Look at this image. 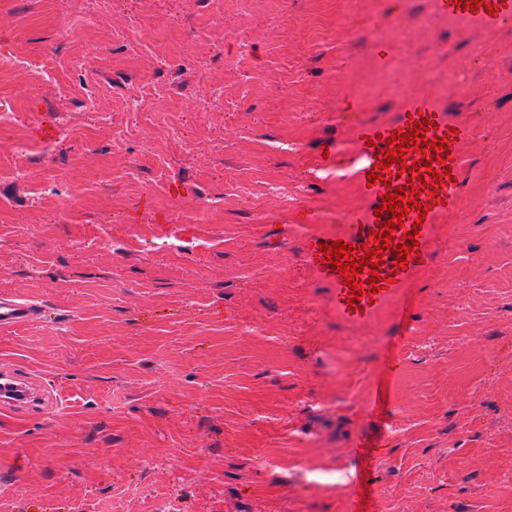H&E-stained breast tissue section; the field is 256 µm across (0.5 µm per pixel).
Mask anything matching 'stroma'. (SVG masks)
Returning <instances> with one entry per match:
<instances>
[{"instance_id": "stroma-1", "label": "stroma", "mask_w": 512, "mask_h": 512, "mask_svg": "<svg viewBox=\"0 0 512 512\" xmlns=\"http://www.w3.org/2000/svg\"><path fill=\"white\" fill-rule=\"evenodd\" d=\"M11 57L39 72L0 71V295L48 315L0 329V370L52 401L0 409V512H512V28L431 0H0ZM409 93L472 127L459 207L349 325L300 257L359 203L320 157ZM136 231L188 250L113 248Z\"/></svg>"}]
</instances>
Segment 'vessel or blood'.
<instances>
[{
  "instance_id": "obj_1",
  "label": "vessel or blood",
  "mask_w": 512,
  "mask_h": 512,
  "mask_svg": "<svg viewBox=\"0 0 512 512\" xmlns=\"http://www.w3.org/2000/svg\"><path fill=\"white\" fill-rule=\"evenodd\" d=\"M484 5L477 11L463 10L450 4L449 0H433L438 14L465 20L470 27L480 32H493L503 28L512 27V0H483ZM496 5V12H489V5ZM422 113L424 119L436 122L435 136L445 137L447 132H454L455 141L449 151L450 157L446 160V167L450 168L451 175L442 179L439 195V206H431L428 195H420L422 204L428 205L426 216H419L416 210H409L403 223L405 228L414 227L415 222H422V229H417L416 239L419 243L418 255L410 256L408 268L404 271L395 270L393 263L396 259L394 252L384 255L381 276L387 277L388 282L384 289L377 294L364 295L361 301L362 308L357 312H349L347 299L349 288L344 285L341 276L336 270L325 267L324 254L321 244H328L334 240H343L344 243L356 245L367 242L373 229L379 228L380 219L375 214L379 207V198L387 194L389 187L406 186V174L398 172L396 166H389L390 176L387 184L368 185L367 175L373 172L377 162V146L373 141L382 137L391 138L394 130L405 128L409 117L414 113ZM471 134L468 123L449 119L448 110L438 101L427 97L405 98L395 117L386 122L363 121L356 125L351 146L350 167L353 181L361 199L360 206L352 209L345 217L343 224L326 235L320 236L308 233L304 238L301 259L311 267L315 277L329 289V306L345 322L352 325H364L372 320L374 315L391 299L399 296L407 284L422 270L424 263L434 259L435 230L442 220L453 214L459 205V185L461 175V148ZM415 228V227H414ZM42 316L39 305L17 296L0 297V328L8 329L37 321Z\"/></svg>"
}]
</instances>
